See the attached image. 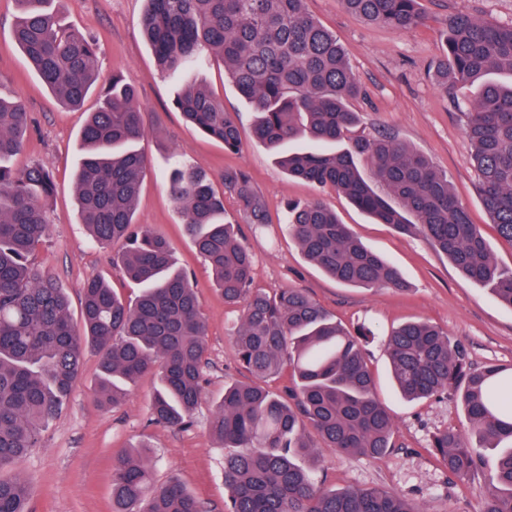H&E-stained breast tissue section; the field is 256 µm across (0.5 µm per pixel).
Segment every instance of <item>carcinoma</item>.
I'll use <instances>...</instances> for the list:
<instances>
[{
    "label": "carcinoma",
    "instance_id": "carcinoma-1",
    "mask_svg": "<svg viewBox=\"0 0 512 512\" xmlns=\"http://www.w3.org/2000/svg\"><path fill=\"white\" fill-rule=\"evenodd\" d=\"M17 2L15 46L57 100L81 106L97 78L96 41L64 25L49 10L50 0ZM304 2L148 0L143 34L170 75L202 67L204 50L219 58L252 107L253 137L289 176L330 187L379 223L423 237L465 279L512 308V269L498 265L446 173L387 134L341 146L358 123L348 103L362 89L336 35ZM340 2L393 30L422 20L419 0ZM442 36L436 81L455 103V88L477 87L463 111L476 192L499 236L512 244V81L491 79L512 77V25L454 13ZM176 106L225 149L239 148V126L205 89L188 87ZM30 121L21 102L0 97V512H29L26 482L1 472L40 447L43 429L67 404L87 346L99 354L102 404H121L128 385L156 367L160 388L151 414L176 428L190 426L209 364L191 275L176 265L163 235L134 220L148 165L138 148L145 128L134 87L114 74L99 93L79 134L76 193L80 223L101 248L123 243L112 264L140 293L127 301L104 279L87 280L78 324L63 290L35 262L47 235L44 204L54 193L53 176L41 165L20 173L10 165ZM375 182L387 193L379 194ZM224 185L246 223L266 224L264 202L245 175L228 173ZM165 186L224 304L242 307L232 340L252 381L224 386L209 425L214 438L235 449L224 458V512H423L384 488L327 490L298 464L326 451L377 459L392 447L395 422L377 397L365 349L370 332L341 327L301 289L270 295L254 287L252 254L224 222V197L204 172L177 166ZM285 228L303 257L340 284L406 287L399 271L319 200L288 203ZM385 351L391 378L407 399L456 395L469 430L446 427L429 447L460 481L480 471L477 449L495 451L481 512H512V400L506 397L512 366H473L458 343L426 320L393 329ZM286 371L285 400L262 382ZM112 512H205V506L177 481L155 483L150 460L139 454L113 468Z\"/></svg>",
    "mask_w": 512,
    "mask_h": 512
}]
</instances>
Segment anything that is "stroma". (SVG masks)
I'll use <instances>...</instances> for the list:
<instances>
[{
    "label": "stroma",
    "instance_id": "1",
    "mask_svg": "<svg viewBox=\"0 0 512 512\" xmlns=\"http://www.w3.org/2000/svg\"><path fill=\"white\" fill-rule=\"evenodd\" d=\"M307 10L344 45L364 94L352 101L360 115L354 136L394 135L424 153L448 173L451 188L478 224L500 267L512 269V245L501 239L475 190L477 172L464 134V116L438 87L433 65L444 51L442 30L449 14L466 13L494 25L512 24V0H421L423 25L397 32L347 12L340 0H306ZM63 20L99 44L98 88L113 73L124 75L144 105L147 136L143 142L152 163L137 200L135 220L164 235L174 256L191 272L207 324L204 395L192 428L182 431L151 419L157 373L140 376L128 399L116 408L96 402L98 356L87 350L70 402L42 434L41 446L14 467L28 487L33 512H112V466L139 446L150 448L157 482L180 481L208 512H224V457L209 431L214 404L225 384L249 381L236 361L230 333L239 314L227 307L211 274L186 234L182 217L165 189V175L179 161L205 172L224 196V218L237 224L242 242L254 256L257 287L299 288L348 329L373 330L366 345L377 381V395L395 420L394 446L382 460L324 452L314 477L323 487L381 486L413 501L424 512H480L486 472L466 482L451 477L433 454L429 441L437 430L467 428L455 396L418 402L404 400L387 375L384 336L403 322L432 321L465 347L476 367L512 365V309L487 287L463 278L448 259L422 237L378 224L352 206L341 193L289 178L267 149L251 134L253 112L224 72L220 59L183 79L162 71L141 32L147 0H54ZM18 14L15 0H0V95L22 101L31 114L27 145L12 165L23 171L33 164L48 169L55 190L47 205L48 233L36 254L37 264L55 278L80 313V291L102 276L115 291L131 299L139 290L113 268L117 248L94 246L78 213L73 174L80 162L76 140L86 114L96 105L88 98L80 109L63 107L11 42ZM195 84L223 101L236 119L242 144H223L186 124L175 100ZM244 172L266 204L268 222L256 228L243 223L237 197L224 187L228 172ZM320 199L336 210L350 230L401 272L408 292L366 290L336 283L309 263L283 229L287 201Z\"/></svg>",
    "mask_w": 512,
    "mask_h": 512
}]
</instances>
